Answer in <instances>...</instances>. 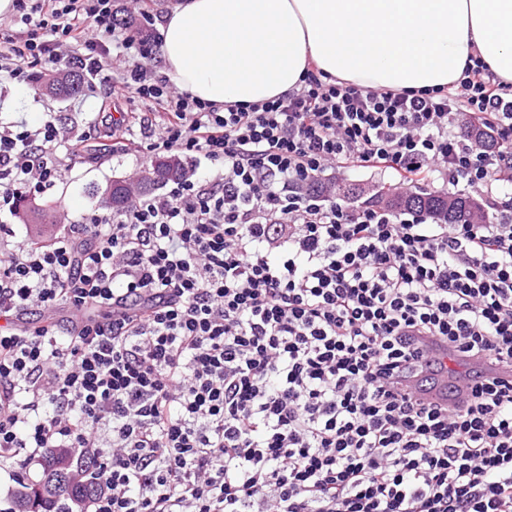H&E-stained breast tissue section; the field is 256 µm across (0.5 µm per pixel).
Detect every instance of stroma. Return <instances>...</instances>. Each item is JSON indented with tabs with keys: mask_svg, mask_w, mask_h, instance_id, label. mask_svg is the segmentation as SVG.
Instances as JSON below:
<instances>
[{
	"mask_svg": "<svg viewBox=\"0 0 512 512\" xmlns=\"http://www.w3.org/2000/svg\"><path fill=\"white\" fill-rule=\"evenodd\" d=\"M142 109L139 101H119L107 97L101 90L57 98L48 95L41 82L26 84L0 75V126L9 125L20 117L34 125L51 112L85 141L86 156L77 159L66 178L47 193V200L53 204L58 217L66 211L78 214L98 205L100 191L112 179L129 176L133 170L147 166V159L138 155L116 153L102 158L97 155L106 132L105 119L121 111Z\"/></svg>",
	"mask_w": 512,
	"mask_h": 512,
	"instance_id": "stroma-1",
	"label": "stroma"
}]
</instances>
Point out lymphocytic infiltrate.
<instances>
[{
	"label": "lymphocytic infiltrate",
	"instance_id": "f902f5d3",
	"mask_svg": "<svg viewBox=\"0 0 512 512\" xmlns=\"http://www.w3.org/2000/svg\"><path fill=\"white\" fill-rule=\"evenodd\" d=\"M115 0H12L0 71L86 69L132 93L113 150L200 171L123 212L66 217L50 242L0 225V473L72 449L92 512H512V82L372 90L311 68L297 88L218 107L149 68L159 38ZM134 64L113 77V49ZM503 146L465 136L474 117ZM55 116L0 129V214L82 152ZM442 176L491 194L495 222L349 211L322 175ZM460 380L455 408L404 388Z\"/></svg>",
	"mask_w": 512,
	"mask_h": 512
}]
</instances>
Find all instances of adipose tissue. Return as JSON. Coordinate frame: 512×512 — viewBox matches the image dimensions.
I'll return each mask as SVG.
<instances>
[{
  "label": "adipose tissue",
  "mask_w": 512,
  "mask_h": 512,
  "mask_svg": "<svg viewBox=\"0 0 512 512\" xmlns=\"http://www.w3.org/2000/svg\"><path fill=\"white\" fill-rule=\"evenodd\" d=\"M161 64L179 91L261 103L318 68L364 88L442 87L472 57L512 82V0H178Z\"/></svg>",
  "instance_id": "ef3b65f1"
}]
</instances>
